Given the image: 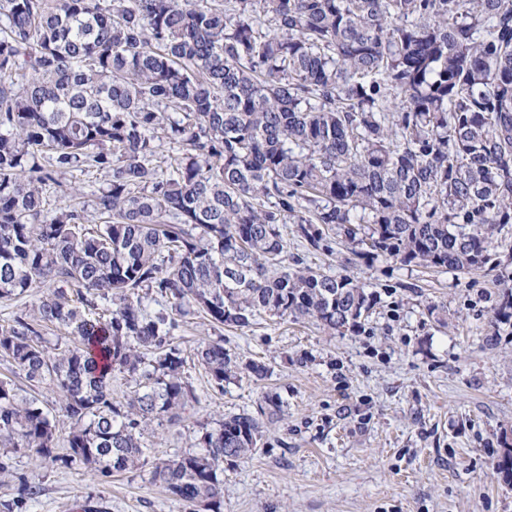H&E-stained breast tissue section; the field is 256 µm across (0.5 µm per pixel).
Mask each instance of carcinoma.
<instances>
[{
    "mask_svg": "<svg viewBox=\"0 0 512 512\" xmlns=\"http://www.w3.org/2000/svg\"><path fill=\"white\" fill-rule=\"evenodd\" d=\"M87 168L104 173L90 212L63 181ZM282 224L312 247L336 228L367 258L493 269L512 224V0H0V299L45 287L0 325V359L68 421L1 377L0 476L18 454L138 466L145 428L198 403L180 318L356 331L372 296L288 270ZM198 356L224 390V345ZM116 371L135 381L118 404ZM261 429L248 413L204 427L151 480L221 512L224 462ZM17 480L0 512L38 494Z\"/></svg>",
    "mask_w": 512,
    "mask_h": 512,
    "instance_id": "1",
    "label": "carcinoma"
}]
</instances>
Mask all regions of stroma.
Returning a JSON list of instances; mask_svg holds the SVG:
<instances>
[{"mask_svg": "<svg viewBox=\"0 0 512 512\" xmlns=\"http://www.w3.org/2000/svg\"><path fill=\"white\" fill-rule=\"evenodd\" d=\"M303 265L350 277L376 297L359 331L256 317L245 328L185 319L184 377L199 401L175 425H151L138 468L107 482L84 470L13 460L42 491L22 512H205L151 483L155 462L193 449L202 427L259 415L263 437L248 458L224 464L222 512H512V480L498 470L512 442V320L494 316L512 287V225L495 233L491 271L459 274L363 258L339 230L319 247L297 225L282 229ZM219 341L237 371L213 389L196 352ZM276 395L281 410L259 408Z\"/></svg>", "mask_w": 512, "mask_h": 512, "instance_id": "35a3bbf8", "label": "stroma"}]
</instances>
